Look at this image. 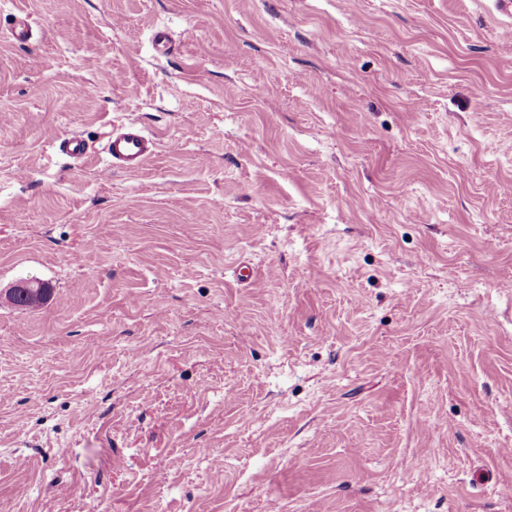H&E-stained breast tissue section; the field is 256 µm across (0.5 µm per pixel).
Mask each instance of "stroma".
Returning a JSON list of instances; mask_svg holds the SVG:
<instances>
[{
  "instance_id": "obj_1",
  "label": "stroma",
  "mask_w": 512,
  "mask_h": 512,
  "mask_svg": "<svg viewBox=\"0 0 512 512\" xmlns=\"http://www.w3.org/2000/svg\"><path fill=\"white\" fill-rule=\"evenodd\" d=\"M129 119L159 148L114 171ZM26 279L53 293L0 297V512H512V16L0 0Z\"/></svg>"
}]
</instances>
